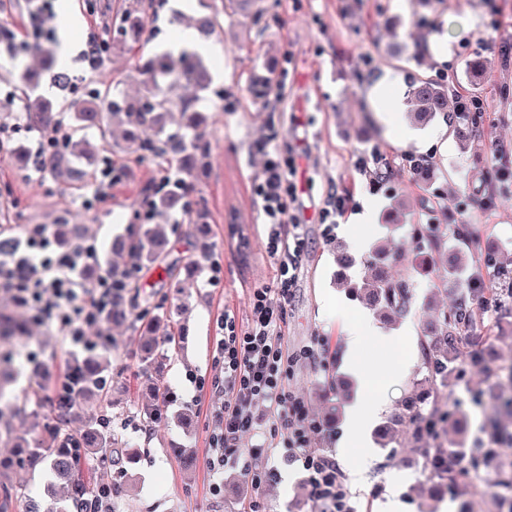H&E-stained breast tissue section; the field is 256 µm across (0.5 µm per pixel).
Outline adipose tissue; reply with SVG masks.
<instances>
[{
  "mask_svg": "<svg viewBox=\"0 0 512 512\" xmlns=\"http://www.w3.org/2000/svg\"><path fill=\"white\" fill-rule=\"evenodd\" d=\"M345 336V361L348 373L358 385V392L346 409L344 431L337 443L339 457L349 460L353 482H360L365 457L359 456V449L365 448L369 436L378 424L382 402L379 393L383 386L397 378L404 367L401 357H393L378 369L369 368L360 356V350L367 340H378V328L373 320L364 314L345 317L342 323Z\"/></svg>",
  "mask_w": 512,
  "mask_h": 512,
  "instance_id": "obj_1",
  "label": "adipose tissue"
}]
</instances>
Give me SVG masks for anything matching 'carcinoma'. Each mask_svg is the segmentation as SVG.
<instances>
[{
	"label": "carcinoma",
	"instance_id": "carcinoma-1",
	"mask_svg": "<svg viewBox=\"0 0 512 512\" xmlns=\"http://www.w3.org/2000/svg\"><path fill=\"white\" fill-rule=\"evenodd\" d=\"M142 0H131L124 9L119 23L120 40L125 44H139L145 40L147 22L142 14ZM246 0H209L210 13L199 19L198 32L209 37L223 28L224 15L235 16L244 10ZM145 93L129 99L124 96H105L98 102L74 101L71 103L74 119L80 128L95 127L104 130L105 113L125 115L129 130V141L133 149L143 158L172 155L182 159L179 167L180 180L174 188L153 192L146 199V207L157 213L181 208L191 211L190 203L185 198L191 191L188 177L198 168L204 167L209 158L208 144L201 130L202 123L197 112L189 104L173 96L174 86L182 83L192 85L199 90L209 87L211 78L202 59L195 53L181 52L174 57L170 52L151 54L138 69ZM277 75L269 73L258 77L251 84V92L257 99L267 97ZM26 91L21 96L22 108L29 123L38 128H51L58 123L53 106L47 100L34 95V88L39 83V76H25ZM448 85L432 79H418L409 90L410 118L417 124L431 122L440 117L446 118L458 141L468 147L489 107L488 101L480 96H470L462 102L461 111L448 112ZM179 110L183 116L181 129L174 133L166 132L167 116L173 110ZM88 150V143L83 139L68 138L65 151L55 153L49 160L53 175L63 183H70L79 178L80 172L71 165L70 157L81 156ZM118 246L127 252L131 263L140 267L146 263L162 261L169 252L167 239L158 236L147 228L142 235L131 243L121 240ZM444 255L438 242L432 243L430 252L420 259L421 267L434 274L435 284L444 288L448 282L455 284L456 299L453 306L439 313L436 321L427 327L423 351L428 377L442 383L448 382L458 357L464 335L468 334L483 319V308L479 299L490 293L488 288H476L474 284L484 279V271L497 265V257L487 253L482 257L480 268L472 270L465 277L461 267L454 261L438 262ZM389 257V250L379 247L372 253V277L363 283L359 291L365 300L376 306L381 305L394 312L406 314L412 304V291L408 281L391 277L384 266ZM110 366L107 351L78 359L71 368L77 382L75 396H62L56 401L55 417L44 423L48 437L42 442L31 443L24 434L16 433L12 418L25 415L20 408H13L6 413L0 406V437L13 441L12 453L0 457V475L20 466L33 468L39 464L49 466L50 472L63 485L65 498L70 507L78 510L85 507L100 495V487L82 476L85 457L92 455L102 464L122 465L125 457L124 448L128 443L119 438L110 427L111 420L102 415L88 417L83 430L78 436L65 432L61 428L63 418L80 401L96 400L104 389L103 374ZM466 414L456 409L452 412L433 405L421 408L417 402L407 403L402 410L394 413L381 431V436L388 438L394 427L408 424L412 427L417 442L424 444L418 449L427 461L435 462L444 457L452 460L461 455L477 469L488 464L495 456V449L488 444L479 448H467L458 441L447 447L442 442L448 425H453L459 434H464ZM439 476L441 489H459V476L451 466L435 470Z\"/></svg>",
	"mask_w": 512,
	"mask_h": 512
}]
</instances>
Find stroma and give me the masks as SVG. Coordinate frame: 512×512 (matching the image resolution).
<instances>
[{"label": "stroma", "mask_w": 512, "mask_h": 512, "mask_svg": "<svg viewBox=\"0 0 512 512\" xmlns=\"http://www.w3.org/2000/svg\"><path fill=\"white\" fill-rule=\"evenodd\" d=\"M260 21L238 16L225 20L223 30L209 43L205 60L211 70L207 90L181 89L192 109L206 117L209 170L201 176L191 198L207 214V233L197 236L188 215L172 210L155 217L151 230L176 242L164 262L144 268L125 294L128 320L111 329L112 362L105 374L108 399L99 405L77 407L67 430L81 431L89 415L111 419L112 428L139 452L136 463L118 468L88 459L83 470L97 484L109 485L111 512H239L244 501L257 497L266 512H318L299 462L283 449H262V435L244 436L239 446L257 469H272L275 482L254 488L240 467L212 474L208 436L214 415L224 402L214 381L223 379L214 364L215 344L222 332L218 320L224 310L245 319L251 289L270 286L274 258L263 234V214L255 195L262 155L259 143L296 158L301 175L295 204L303 221L305 248L296 272L297 291L288 308L283 342L289 351L322 341L328 346V367L302 359L288 372L285 387L301 398L318 418L341 414L346 403V378L341 322L359 309L375 318L389 341L366 342L361 355L370 365H384L396 349H403L402 375L385 386L382 420H389L409 396L430 391L422 345L424 325L451 306L452 291L432 288L430 277L419 274L414 233L439 238L458 263L472 267L484 249L494 248L498 260L512 269V195L498 192L490 146H497L500 162L512 168V96L501 97L499 87H512V0H262ZM201 0L184 10L179 0H160L148 21L149 38L141 44L109 54L102 67L114 92L137 96L143 91L134 66L152 51L175 44L190 18L204 14ZM0 20L8 29L0 44V132L6 148L0 152V225L23 229L27 224H76L80 235L96 246L116 270H124L127 254H115L111 243L135 240L141 227L134 216L143 187L165 176L163 158H140L124 134L125 123L109 118L105 131L77 129L70 113L73 98L90 99L97 77L81 82L76 95L60 92L43 73L37 95L51 102L63 121V132L87 139L95 149L90 160L78 161L82 176L65 184L49 170H37L34 150L42 136L23 118L13 94L27 69L39 68L38 58L25 46L42 41L59 46L63 22L59 0H0ZM488 60L484 79L471 81L465 63L474 56ZM278 71L280 77L268 97L256 99L249 90L254 73ZM447 74L459 93L480 92L490 103L485 130L468 149L455 137L441 141L437 132L446 120L412 125L407 117L412 79H436ZM386 83L385 97L395 98L400 138L384 135V127L365 100L366 90ZM425 159L433 167L430 178L410 169L406 158ZM368 158L360 170L359 158ZM112 163L116 185L112 197L90 202L89 182ZM345 197L346 210L336 216V229L325 233L321 212L330 195ZM367 200L381 207L373 241H387L395 254L391 272L409 279L413 306L405 315L371 307L352 288L370 277L366 253H354L349 267L337 261L345 246L340 226ZM430 216L432 226L417 222ZM464 225L466 236L452 232ZM220 265L212 279V265ZM0 315L23 321L13 347L23 370L12 384L15 398L29 410L53 416V393L70 362L56 326L29 321L27 310L0 292ZM416 336L402 347L406 326ZM474 338L464 340L458 372L441 386V401L466 403L467 447L488 440V423L497 421L512 430V415L469 403L472 393L493 388L501 365L512 362V301L484 312ZM157 341L159 367L143 370L139 362L142 336ZM160 384L173 394L162 407L163 425L145 428L130 397ZM412 428L398 429L392 440L373 437L360 485H353L345 461H337L347 493L349 512H375L392 494L407 512H499L497 488L478 480L466 489L436 498V478L415 452ZM220 492H213L212 484Z\"/></svg>", "instance_id": "35a3bbf8"}]
</instances>
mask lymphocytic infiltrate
<instances>
[{"label":"lymphocytic infiltrate","instance_id":"lymphocytic-infiltrate-1","mask_svg":"<svg viewBox=\"0 0 512 512\" xmlns=\"http://www.w3.org/2000/svg\"><path fill=\"white\" fill-rule=\"evenodd\" d=\"M263 169L256 194L261 200L267 249L275 257L272 284L252 289L245 320L225 311L219 320L222 336L216 343L224 370L220 389L224 404L209 435V466L218 472L228 464H241L253 487L263 486L268 471L252 468L238 446L240 438L255 430L256 410L265 408L272 418L268 442L280 443L301 462L313 501L323 512H347L346 494L335 462L310 449V437L320 424L303 400L286 390L284 380L293 359L321 361L311 346L288 355L282 345L288 304L294 296L296 270L304 252L303 229L291 215L296 200L295 163H282L276 150L263 153ZM12 225L1 224L0 236H10ZM51 239L46 225H27L21 240L0 251V288L22 307L37 309L44 320L56 322L65 344H85L89 332L109 339L104 314L112 304V275L103 273L85 283L80 272L98 261L93 245L74 242L58 257L48 256Z\"/></svg>","mask_w":512,"mask_h":512}]
</instances>
